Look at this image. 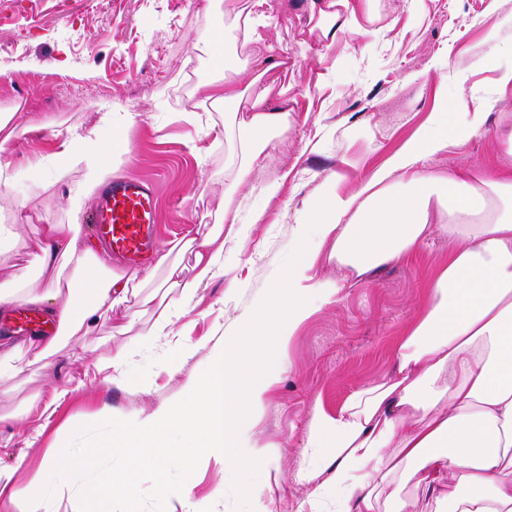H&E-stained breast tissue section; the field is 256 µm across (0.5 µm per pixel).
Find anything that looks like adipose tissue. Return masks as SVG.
Masks as SVG:
<instances>
[{
	"label": "adipose tissue",
	"instance_id": "ef3b65f1",
	"mask_svg": "<svg viewBox=\"0 0 512 512\" xmlns=\"http://www.w3.org/2000/svg\"><path fill=\"white\" fill-rule=\"evenodd\" d=\"M371 12L372 0L310 5L331 44ZM287 80L284 61L257 55L250 64L225 67L223 78L208 83L209 100L224 108L228 142L219 217L187 231L141 271L114 268L104 248L86 242L78 219L129 155L128 136L116 134L107 105L92 134L70 133L56 157V176L79 165L86 175L69 196V219L43 225L26 263L0 284V313L18 305L42 309L58 333L22 345L0 340V381L16 375L22 362L54 356L64 338L91 335L119 308L134 319L149 316L135 347L172 335L200 288L222 269L225 243L243 236L240 187L288 137ZM498 144V156L477 174L417 170L422 158L448 147V115L437 112L357 192L326 187L312 201L309 220L295 227L299 261L242 314L180 407L138 410L114 427L108 443L113 456L129 468L147 449L161 471L175 456L191 468L212 462L243 473L279 470L253 441L247 416L264 406L277 382L280 349L334 294L310 281L320 256L312 237L331 240L328 261L361 276L412 255L436 217L450 243L448 261L430 280L425 305L395 348L394 371L354 392L338 412L314 409L307 461L296 479L309 489V512H320L326 499L336 512H407L406 488L413 480L427 512H512V130L501 133ZM189 248L194 265L188 276L176 254ZM132 348H116L110 367L119 369ZM96 460L62 445L47 457L44 480L16 487L12 470L0 468V487H11L25 512H50V496L72 489L92 501L95 512H112L114 500L138 496L129 473L94 474Z\"/></svg>",
	"mask_w": 512,
	"mask_h": 512
}]
</instances>
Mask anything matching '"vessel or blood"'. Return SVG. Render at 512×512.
I'll return each mask as SVG.
<instances>
[{
	"label": "vessel or blood",
	"instance_id": "vessel-or-blood-1",
	"mask_svg": "<svg viewBox=\"0 0 512 512\" xmlns=\"http://www.w3.org/2000/svg\"><path fill=\"white\" fill-rule=\"evenodd\" d=\"M157 211L158 192L152 181L117 178L99 191L90 222L113 255L134 266L152 247Z\"/></svg>",
	"mask_w": 512,
	"mask_h": 512
}]
</instances>
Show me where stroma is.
<instances>
[{
	"instance_id": "1",
	"label": "stroma",
	"mask_w": 512,
	"mask_h": 512,
	"mask_svg": "<svg viewBox=\"0 0 512 512\" xmlns=\"http://www.w3.org/2000/svg\"><path fill=\"white\" fill-rule=\"evenodd\" d=\"M268 2L270 40L242 47L238 58L260 52L286 60L300 107L287 141L245 188L261 221L248 225L245 248L225 246L223 270L175 335L127 360L122 377L107 382L94 371L113 347L133 339L122 330L126 314L115 312L95 336L70 338L55 369L27 366L8 382L0 397V466L14 468L16 484L41 474L58 443L94 448L132 411L179 406L225 331L295 263L294 228L324 182L356 192L446 104L486 113V122L479 134L420 161V169L482 171L497 152L498 132L512 129V89L496 92L495 74L482 63L491 51L489 25H497L501 42H512V0H374L367 32L332 46L311 28L310 0ZM218 18L232 22L224 0H0V113L14 115L7 158L17 177L0 183V222L20 223L33 242L41 225L67 221L70 189L85 170L56 180L55 155L67 130L93 125L98 102L108 100L115 111L138 115L119 174L157 184L158 245L182 236L186 225L212 223L224 193V135L216 130L224 117L206 98L212 67L197 45ZM446 61L443 78L436 66ZM277 179L280 193L266 197L263 186ZM330 248L321 245L310 275L338 292L282 348L278 382L253 429L257 443L279 457L280 474L168 465V484L191 486L212 512H249L246 481L262 489L267 512H300L307 490L295 474L312 407L339 410L354 391L392 372L395 346L425 304L449 243L433 229L413 255L358 280L327 261ZM178 346L194 354L172 375L166 365ZM55 388L63 395L48 413L29 409L35 395ZM135 479L139 496L115 501V512H186L158 489L150 455Z\"/></svg>"
}]
</instances>
